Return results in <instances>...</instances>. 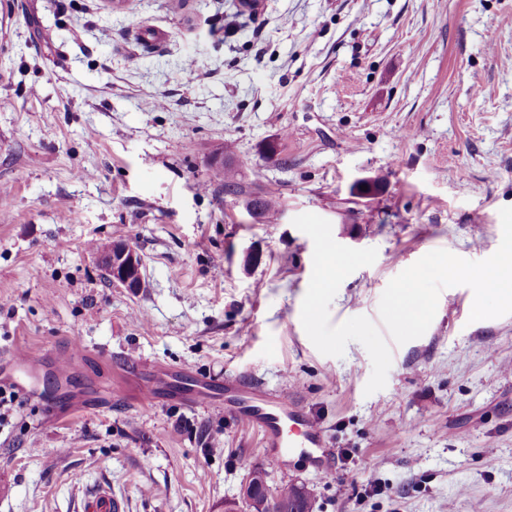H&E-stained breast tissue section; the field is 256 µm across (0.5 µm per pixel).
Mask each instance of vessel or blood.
Returning <instances> with one entry per match:
<instances>
[{
  "label": "vessel or blood",
  "mask_w": 512,
  "mask_h": 512,
  "mask_svg": "<svg viewBox=\"0 0 512 512\" xmlns=\"http://www.w3.org/2000/svg\"><path fill=\"white\" fill-rule=\"evenodd\" d=\"M235 391L233 398L216 400L203 386L196 396L202 403H214L246 427L257 430L265 449L274 451L281 465H288L298 456L315 469L326 470L330 450L325 435L295 399L249 384L238 385Z\"/></svg>",
  "instance_id": "obj_1"
}]
</instances>
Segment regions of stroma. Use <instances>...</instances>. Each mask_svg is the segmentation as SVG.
Instances as JSON below:
<instances>
[{"label":"stroma","instance_id":"stroma-1","mask_svg":"<svg viewBox=\"0 0 512 512\" xmlns=\"http://www.w3.org/2000/svg\"><path fill=\"white\" fill-rule=\"evenodd\" d=\"M511 246L512 0H0V351L39 354L30 390L0 374V512H247L256 468L315 512H512V304L473 285ZM239 377L331 472L186 396ZM112 284L135 291L142 288V259L136 248L123 241H113L110 251L99 259ZM398 304L396 317L411 320L421 316L427 306V299L420 293L413 282L397 288Z\"/></svg>","mask_w":512,"mask_h":512}]
</instances>
